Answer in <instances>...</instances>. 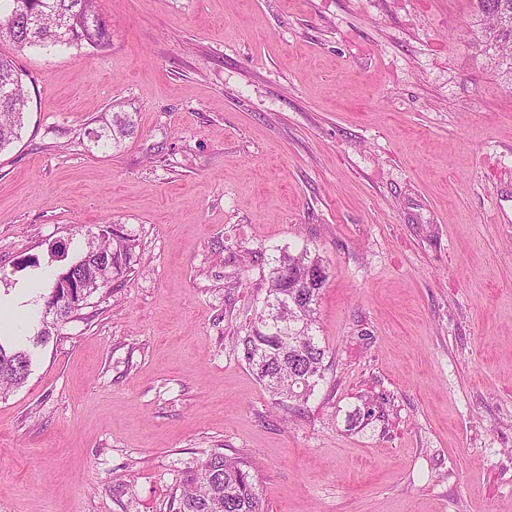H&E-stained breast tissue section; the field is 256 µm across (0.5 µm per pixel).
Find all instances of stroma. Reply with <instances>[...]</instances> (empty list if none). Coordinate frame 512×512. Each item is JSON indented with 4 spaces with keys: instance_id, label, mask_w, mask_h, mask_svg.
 Returning <instances> with one entry per match:
<instances>
[{
    "instance_id": "35a3bbf8",
    "label": "stroma",
    "mask_w": 512,
    "mask_h": 512,
    "mask_svg": "<svg viewBox=\"0 0 512 512\" xmlns=\"http://www.w3.org/2000/svg\"><path fill=\"white\" fill-rule=\"evenodd\" d=\"M98 6L104 50L0 43L31 96L0 292L103 229L134 243L0 397V512H168L212 448L267 512H512V76L474 0ZM115 112L135 131L105 150ZM303 249L326 355L284 407L236 341ZM135 123L132 116L126 112L112 113V122L104 124L99 129H91L89 135L94 139L97 146L102 148H109L112 143H117L121 137L129 136L133 133Z\"/></svg>"
}]
</instances>
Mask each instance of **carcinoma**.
Listing matches in <instances>:
<instances>
[{
	"label": "carcinoma",
	"mask_w": 512,
	"mask_h": 512,
	"mask_svg": "<svg viewBox=\"0 0 512 512\" xmlns=\"http://www.w3.org/2000/svg\"><path fill=\"white\" fill-rule=\"evenodd\" d=\"M8 13H0V40L19 48L70 46L86 43L102 47L109 41L106 23L95 10L96 0H10ZM476 15L482 25V46L493 51L496 67L512 74V0H475ZM11 87L0 95V151L18 138L28 93L13 63L0 57V85ZM135 123L126 112L112 113V122L89 132L94 142L109 148L133 133ZM133 244L117 233L105 231L102 241L79 260L56 274L42 301V319L33 344L47 343L55 327L74 320L97 290L124 277L131 267ZM328 278L327 266L318 257L282 253L268 272L267 296L275 299L288 318V328L274 319L255 316L237 350L246 364L253 356L264 367L258 380L282 399L302 400L321 377L325 349L316 333L315 311ZM69 282L65 290L59 284ZM55 310L48 320V310ZM32 365L30 349L0 342V394L21 386ZM169 512H265L255 482V465L239 457L212 450L179 481Z\"/></svg>",
	"instance_id": "1"
}]
</instances>
